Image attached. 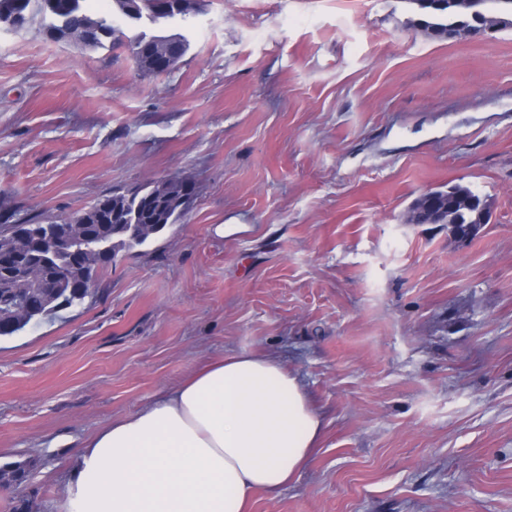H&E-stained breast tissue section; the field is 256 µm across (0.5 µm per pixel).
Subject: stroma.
I'll return each instance as SVG.
<instances>
[{
    "label": "stroma",
    "instance_id": "stroma-1",
    "mask_svg": "<svg viewBox=\"0 0 512 512\" xmlns=\"http://www.w3.org/2000/svg\"><path fill=\"white\" fill-rule=\"evenodd\" d=\"M411 0H198L187 54L0 33V201L60 218L165 178L185 216L83 305L0 338V466L64 512L73 446L242 352L295 371L324 420L248 512H512V28L450 40ZM490 204L467 240L426 193ZM478 202L482 199L467 187L455 185L448 191L431 192L427 199H419L411 210L410 222L412 224H449L455 235L467 237L477 231V227L466 229L462 227L461 233L453 224H483V217L478 206H474L471 200ZM486 202V201H485ZM31 461L24 463H15L6 468H0V487H20L25 484L30 472L33 468Z\"/></svg>",
    "mask_w": 512,
    "mask_h": 512
}]
</instances>
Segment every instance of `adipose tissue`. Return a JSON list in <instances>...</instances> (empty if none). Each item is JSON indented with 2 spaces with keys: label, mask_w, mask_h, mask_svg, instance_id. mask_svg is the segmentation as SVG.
<instances>
[{
  "label": "adipose tissue",
  "mask_w": 512,
  "mask_h": 512,
  "mask_svg": "<svg viewBox=\"0 0 512 512\" xmlns=\"http://www.w3.org/2000/svg\"><path fill=\"white\" fill-rule=\"evenodd\" d=\"M322 418L275 356L233 354L76 446L66 512H245L306 464Z\"/></svg>",
  "instance_id": "1"
}]
</instances>
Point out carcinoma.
I'll return each mask as SVG.
<instances>
[{
    "mask_svg": "<svg viewBox=\"0 0 512 512\" xmlns=\"http://www.w3.org/2000/svg\"><path fill=\"white\" fill-rule=\"evenodd\" d=\"M156 0H113L115 12L94 16L89 0H0V29L18 30L40 14L47 36L57 42H78L86 48L122 47L138 69L147 75L170 71L165 63L177 62L189 49L181 33L128 37L115 14L128 21L143 18L152 23L186 16L191 0H164L166 11L154 14ZM420 18L409 20L430 37L452 39L463 32H479L489 26L512 27V0H436L418 6ZM193 197V188L179 179L153 180L130 193L98 198L91 206L62 224L49 216L19 218L7 207L0 208V337L12 336L32 323L66 308L79 306L91 295L88 283L113 264L119 253L146 244L167 225L178 223ZM481 197L467 187L455 185L418 200L411 210L413 224H481L480 209L471 200ZM77 229L85 234L78 241L81 253L60 254V276L53 282H36L17 275V266L27 264L38 242L61 237ZM32 462L0 468V487L26 483Z\"/></svg>",
    "mask_w": 512,
    "mask_h": 512,
    "instance_id": "obj_1",
    "label": "carcinoma"
}]
</instances>
